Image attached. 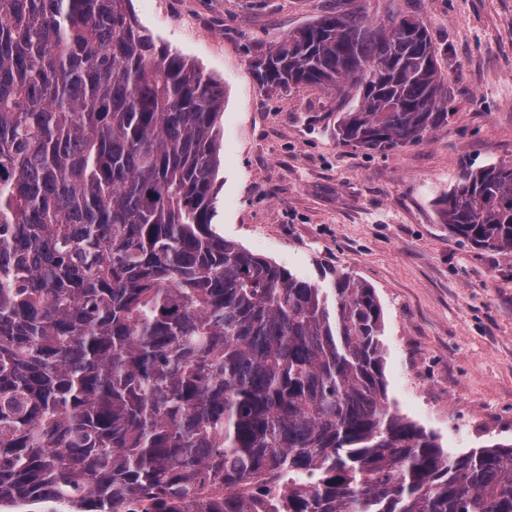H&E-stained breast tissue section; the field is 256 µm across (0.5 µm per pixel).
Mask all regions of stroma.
Here are the masks:
<instances>
[{"label": "stroma", "instance_id": "1", "mask_svg": "<svg viewBox=\"0 0 512 512\" xmlns=\"http://www.w3.org/2000/svg\"><path fill=\"white\" fill-rule=\"evenodd\" d=\"M157 44L224 86L213 229L329 289H375L388 397L450 452L512 443V251L452 235L436 208L463 171L512 163V0H357L417 17L439 49L447 127L372 152L341 143L352 97L269 93L252 58L344 0H132Z\"/></svg>", "mask_w": 512, "mask_h": 512}]
</instances>
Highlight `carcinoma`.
<instances>
[{"mask_svg":"<svg viewBox=\"0 0 512 512\" xmlns=\"http://www.w3.org/2000/svg\"><path fill=\"white\" fill-rule=\"evenodd\" d=\"M322 14L260 86L355 91L337 135L448 125L438 49L402 17ZM224 86L132 0H0V505L77 512H512V444L451 453L388 399L383 311L212 229ZM512 250V164L437 201Z\"/></svg>","mask_w":512,"mask_h":512,"instance_id":"cac0c4a2","label":"carcinoma"}]
</instances>
